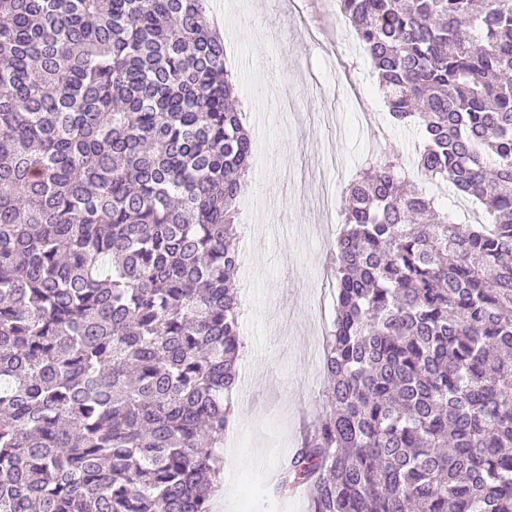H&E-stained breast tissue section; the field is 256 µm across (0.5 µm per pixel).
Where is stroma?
Listing matches in <instances>:
<instances>
[{
    "mask_svg": "<svg viewBox=\"0 0 512 512\" xmlns=\"http://www.w3.org/2000/svg\"><path fill=\"white\" fill-rule=\"evenodd\" d=\"M203 9L224 41L243 125L264 152L237 202L249 273L236 281L246 393L211 512H309L307 495L271 489L317 417L336 309L322 279L345 190L382 154L410 159L421 137L393 124L336 0H203Z\"/></svg>",
    "mask_w": 512,
    "mask_h": 512,
    "instance_id": "obj_1",
    "label": "stroma"
}]
</instances>
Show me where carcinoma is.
<instances>
[{"instance_id":"obj_1","label":"carcinoma","mask_w":512,"mask_h":512,"mask_svg":"<svg viewBox=\"0 0 512 512\" xmlns=\"http://www.w3.org/2000/svg\"><path fill=\"white\" fill-rule=\"evenodd\" d=\"M414 163L347 187L310 512H512V0H338ZM201 0H0V512H211L253 150ZM439 185V184H438ZM418 186L422 188L423 192H426L429 196L436 197L437 206L444 210L448 208V215L450 219H452L455 223L459 224H472L469 215L466 212L459 211L454 206V200L456 198V194L453 193V190L450 187L445 185H439L443 189H446V193L442 195H437L433 190L430 189L428 183H419Z\"/></svg>"}]
</instances>
